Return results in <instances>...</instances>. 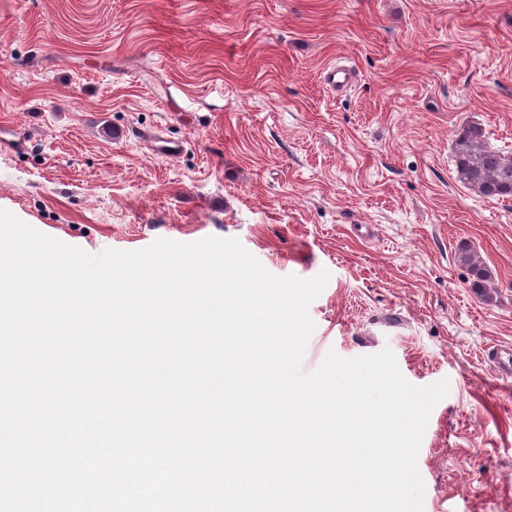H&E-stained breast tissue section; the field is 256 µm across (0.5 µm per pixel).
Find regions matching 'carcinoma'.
Listing matches in <instances>:
<instances>
[{
  "mask_svg": "<svg viewBox=\"0 0 512 512\" xmlns=\"http://www.w3.org/2000/svg\"><path fill=\"white\" fill-rule=\"evenodd\" d=\"M453 158L455 178L465 188L489 200L512 198V155L490 147L480 125L468 124L457 130ZM459 258L467 266L471 288L485 295L490 270L466 249Z\"/></svg>",
  "mask_w": 512,
  "mask_h": 512,
  "instance_id": "1",
  "label": "carcinoma"
}]
</instances>
